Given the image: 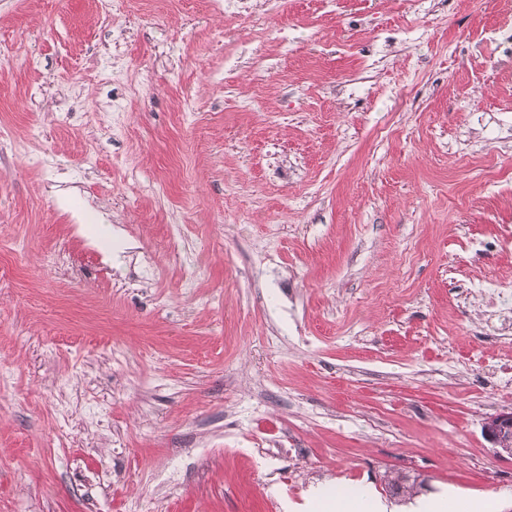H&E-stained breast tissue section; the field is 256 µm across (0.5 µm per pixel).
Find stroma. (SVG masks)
<instances>
[{
	"label": "stroma",
	"instance_id": "1",
	"mask_svg": "<svg viewBox=\"0 0 512 512\" xmlns=\"http://www.w3.org/2000/svg\"><path fill=\"white\" fill-rule=\"evenodd\" d=\"M112 3L0 0V512H512V0ZM470 293L487 299L500 312L512 313V289L509 282L493 280L473 281ZM484 434L499 453L503 449L511 455L512 411L502 412L487 418L483 425ZM387 486L389 493L395 497H407L410 499L419 490L422 489L423 481L417 482V477L411 478L408 474H402L400 472L392 473L387 476Z\"/></svg>",
	"mask_w": 512,
	"mask_h": 512
}]
</instances>
